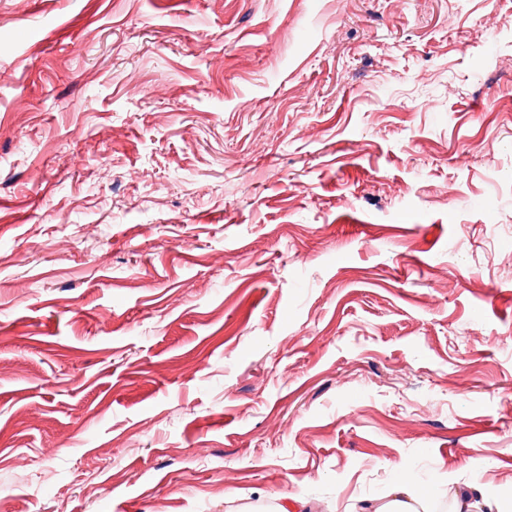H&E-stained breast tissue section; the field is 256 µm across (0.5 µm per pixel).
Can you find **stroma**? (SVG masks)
Instances as JSON below:
<instances>
[{"mask_svg": "<svg viewBox=\"0 0 512 512\" xmlns=\"http://www.w3.org/2000/svg\"><path fill=\"white\" fill-rule=\"evenodd\" d=\"M512 501V0H0V512ZM390 502L379 508H373L372 505L362 506L360 512H419L418 507L422 508V500L425 495H419L404 478L400 477L392 488ZM392 509H386V508ZM397 507V508H396ZM396 508V510H395ZM371 510V511H370Z\"/></svg>", "mask_w": 512, "mask_h": 512, "instance_id": "1", "label": "stroma"}]
</instances>
